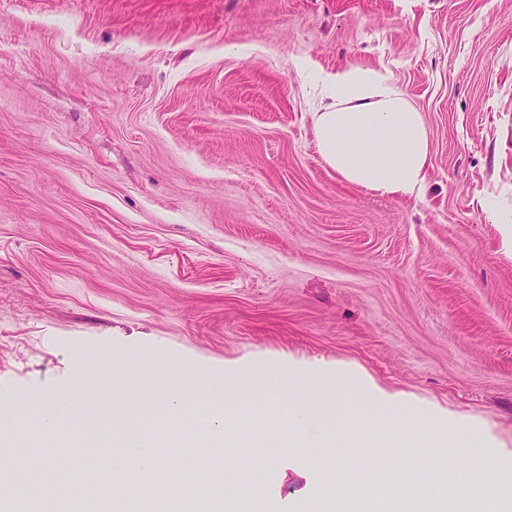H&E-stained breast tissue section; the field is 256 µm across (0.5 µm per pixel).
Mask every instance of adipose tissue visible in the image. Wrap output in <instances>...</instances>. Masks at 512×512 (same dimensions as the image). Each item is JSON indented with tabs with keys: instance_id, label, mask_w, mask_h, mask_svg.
Instances as JSON below:
<instances>
[{
	"instance_id": "obj_1",
	"label": "adipose tissue",
	"mask_w": 512,
	"mask_h": 512,
	"mask_svg": "<svg viewBox=\"0 0 512 512\" xmlns=\"http://www.w3.org/2000/svg\"><path fill=\"white\" fill-rule=\"evenodd\" d=\"M320 105L313 114V135L324 163L345 182L397 197L422 196L429 159L425 121L387 72L356 65L320 73ZM365 403L392 411L393 437L406 443L409 424H417L421 453L433 461L434 473H454L457 454L471 447L473 424L455 418L451 436L437 422L447 409L435 404L409 406L405 395L365 380Z\"/></svg>"
}]
</instances>
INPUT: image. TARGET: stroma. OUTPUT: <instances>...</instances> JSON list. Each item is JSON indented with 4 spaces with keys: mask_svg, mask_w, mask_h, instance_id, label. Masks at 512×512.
I'll return each instance as SVG.
<instances>
[{
    "mask_svg": "<svg viewBox=\"0 0 512 512\" xmlns=\"http://www.w3.org/2000/svg\"><path fill=\"white\" fill-rule=\"evenodd\" d=\"M350 65L422 112V198L319 156L310 79ZM504 219L512 0H0V424L41 476L106 474L84 440L132 409L159 472L205 459L220 507L226 468L261 451L257 512H411L427 463L378 447L392 418L365 373L487 423L457 474L479 512L486 459L512 466ZM228 362L264 385L226 383ZM298 410L321 432L305 448ZM216 413L246 446L209 435Z\"/></svg>",
    "mask_w": 512,
    "mask_h": 512,
    "instance_id": "1",
    "label": "stroma"
}]
</instances>
